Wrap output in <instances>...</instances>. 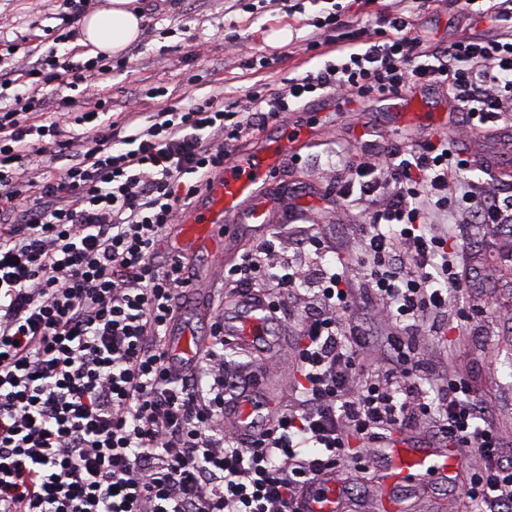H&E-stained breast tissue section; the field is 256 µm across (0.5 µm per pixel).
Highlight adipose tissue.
<instances>
[{
	"label": "adipose tissue",
	"instance_id": "obj_1",
	"mask_svg": "<svg viewBox=\"0 0 512 512\" xmlns=\"http://www.w3.org/2000/svg\"><path fill=\"white\" fill-rule=\"evenodd\" d=\"M143 23L135 0H103L95 11L84 16L81 43L91 54L118 56L139 39Z\"/></svg>",
	"mask_w": 512,
	"mask_h": 512
}]
</instances>
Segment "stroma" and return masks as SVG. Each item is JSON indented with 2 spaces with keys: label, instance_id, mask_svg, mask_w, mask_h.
Here are the masks:
<instances>
[{
  "label": "stroma",
  "instance_id": "stroma-1",
  "mask_svg": "<svg viewBox=\"0 0 512 512\" xmlns=\"http://www.w3.org/2000/svg\"><path fill=\"white\" fill-rule=\"evenodd\" d=\"M145 22L142 34L117 58L111 81L113 100L132 102L137 111H157V100L145 97L148 87L163 86L175 97H200L232 91L244 99L252 87L280 85L301 74L313 62L302 46L309 21L318 8L306 5L301 19L289 18L284 0H139ZM355 32H373L382 17L402 8L400 0H339ZM52 0H0V35L12 40L31 34L33 27L58 25ZM430 43L445 47L458 39L464 27L455 0H431L420 13ZM206 45L208 53L196 58L192 49ZM305 133L296 154L283 156L272 174L278 201L267 224H239L228 236L229 253L184 250L177 231H170L166 246L183 252L193 285L182 319L200 338H208L217 313L232 314L230 289L224 288V268L249 251L261 238L288 223L319 225L328 251L339 252L353 270H360L357 227L365 222L362 206L341 204L336 189L347 173L345 159L378 161L393 147L416 145L450 134L472 148L473 160L464 175L482 177L489 156L497 149L492 140L471 134L463 123L450 130L423 120L397 122L384 102L375 98L346 101L329 94L300 109L281 115L263 130L244 135L231 152L264 149L292 130ZM309 194H302V187ZM465 259L477 266L491 286L497 310L492 316L495 334L488 340L461 336L451 330L441 336H419L415 342L424 364L440 375L456 368L470 380L476 394L494 409L495 425L512 436V233L488 224L453 227ZM459 466L453 481H387L388 495L366 494V512H463L458 489L466 480Z\"/></svg>",
  "mask_w": 512,
  "mask_h": 512
}]
</instances>
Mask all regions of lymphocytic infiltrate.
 <instances>
[{
	"label": "lymphocytic infiltrate",
	"mask_w": 512,
	"mask_h": 512,
	"mask_svg": "<svg viewBox=\"0 0 512 512\" xmlns=\"http://www.w3.org/2000/svg\"><path fill=\"white\" fill-rule=\"evenodd\" d=\"M62 2V27L0 47V512H308L324 483L345 479L351 438L372 446L434 411L431 437L483 460L462 487L474 512H512V441L490 403L453 370L428 384L403 340L438 331L472 279L428 214L512 225V195L494 178L450 191L467 148L443 138L347 165L338 196L368 215L363 293L387 317L378 361L368 359L374 319L352 318L346 264L315 261L313 225L302 227V253L275 235L225 268L239 306L266 302L273 325L300 289L318 299L297 338L295 406L266 410L248 434L224 424L252 380L226 385L223 321L196 357L168 358L191 275L181 254L161 250L177 208L223 168L226 143L326 93L444 90L512 167V125L502 123L512 112V0H458L461 14L493 26L443 49L418 32L426 0H408L407 13L364 39L331 36L343 24L335 2L305 40L324 52L316 68L242 102L190 96L148 116L113 111L111 59L78 60L71 45L90 0ZM56 82L70 96H47ZM48 113L56 121L40 123ZM69 124L81 134L67 135ZM45 160L59 171L40 173Z\"/></svg>",
	"instance_id": "f902f5d3"
}]
</instances>
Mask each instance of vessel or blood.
I'll return each instance as SVG.
<instances>
[{
	"label": "vessel or blood",
	"mask_w": 512,
	"mask_h": 512,
	"mask_svg": "<svg viewBox=\"0 0 512 512\" xmlns=\"http://www.w3.org/2000/svg\"><path fill=\"white\" fill-rule=\"evenodd\" d=\"M301 140L290 137L274 148L243 154L220 175L211 178L205 190L204 202L183 222L181 234L185 247L218 250L224 231L233 224H265L270 220V210L262 193L272 171L282 156L295 151ZM269 322L262 305L248 306L232 332L236 343L244 344L266 337ZM199 340L190 329L181 328L171 339L170 357L191 358ZM390 469L394 475L407 476L412 471L426 469L439 477L456 472L459 455L456 451L428 453L406 444H392L389 453ZM339 493L335 483L316 494L309 507L311 512H336Z\"/></svg>",
	"instance_id": "1"
}]
</instances>
